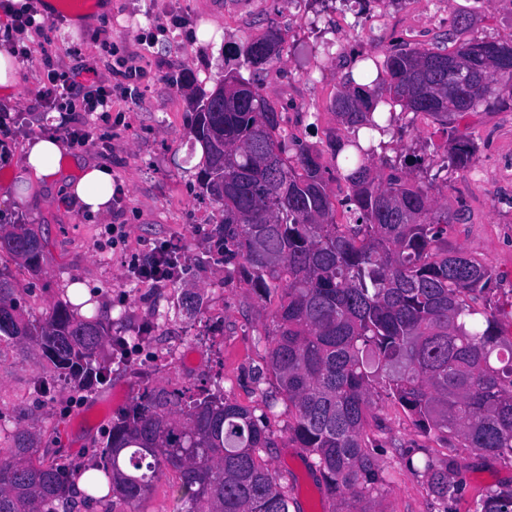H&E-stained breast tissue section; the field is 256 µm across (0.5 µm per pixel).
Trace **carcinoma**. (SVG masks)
Instances as JSON below:
<instances>
[{
  "label": "carcinoma",
  "instance_id": "cac0c4a2",
  "mask_svg": "<svg viewBox=\"0 0 512 512\" xmlns=\"http://www.w3.org/2000/svg\"><path fill=\"white\" fill-rule=\"evenodd\" d=\"M282 39L270 28L236 50L255 71L280 59ZM512 43L465 42L454 51L403 45L371 59L333 100L350 133L330 144L350 193L348 221L336 222L321 156L288 135L281 113L240 74L224 90L198 101L191 120L203 149L200 194L224 207L209 232L224 264L264 297L279 294L266 335L268 369L288 431L314 456L311 467L327 495L351 490L375 512L384 482L364 431L376 388L397 402L427 433L465 448L512 459V343L505 344L494 312L470 302L484 294L491 269L462 251L440 249L448 209L432 184L399 167L381 176L374 164L398 104L448 130L477 107L512 100ZM470 74L466 84L456 69ZM366 129L365 142L358 132ZM473 144L451 141L442 169L468 171ZM46 241L23 224L0 228V253L39 268ZM67 301L39 319L25 318L14 288L0 273V342L31 344L69 379L90 391L108 383L110 366L97 361L108 334L103 314L83 316ZM0 455V512H74L72 474L35 458L34 434L19 428ZM273 441L251 411L202 390L182 396L144 389L112 420L105 449L88 478L87 498H114L142 512L153 483L177 474L181 512H290V498L260 452ZM431 494L455 498L448 473L424 464ZM480 512H512V488L489 494Z\"/></svg>",
  "mask_w": 512,
  "mask_h": 512
}]
</instances>
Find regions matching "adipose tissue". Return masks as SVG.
Returning a JSON list of instances; mask_svg holds the SVG:
<instances>
[{
    "label": "adipose tissue",
    "instance_id": "1",
    "mask_svg": "<svg viewBox=\"0 0 512 512\" xmlns=\"http://www.w3.org/2000/svg\"><path fill=\"white\" fill-rule=\"evenodd\" d=\"M73 160L61 141L33 137L26 145L21 165V181L14 190L16 202L29 198L30 185L49 186ZM77 180L67 191L82 212L90 216L106 213L114 194L112 170L103 164H83Z\"/></svg>",
    "mask_w": 512,
    "mask_h": 512
}]
</instances>
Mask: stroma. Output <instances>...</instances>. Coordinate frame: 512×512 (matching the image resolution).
Segmentation results:
<instances>
[{"instance_id": "35a3bbf8", "label": "stroma", "mask_w": 512, "mask_h": 512, "mask_svg": "<svg viewBox=\"0 0 512 512\" xmlns=\"http://www.w3.org/2000/svg\"><path fill=\"white\" fill-rule=\"evenodd\" d=\"M100 21L71 36L69 17L55 20L50 36L27 38L16 90L20 100L7 105L0 94V155L18 158L35 136L50 137L55 127L79 125L78 112H34L31 100L44 78L43 60L52 58L78 86L99 82L132 88L133 96L113 95L107 122L94 134L100 145L74 149L81 160L111 166L119 196L107 215L90 217L66 202L61 187L34 190L31 202L0 199V225L26 224L47 242L41 269L30 273L8 264L14 296L27 316L38 317L64 300L71 280L92 290L100 310L112 318L111 336H138L142 347L129 361L113 362L110 382L73 395L59 391L63 376L29 345L0 344V426L25 428L35 435L38 455L66 470L95 463L113 418L138 396L129 366L150 369L155 350L187 344L198 364L152 372L150 388L220 390L229 401L261 418L274 443L261 453L269 469L300 512H353L351 493L327 496L308 453L289 438L284 403L266 407L261 393L272 388L264 372L269 341L263 326L275 301L261 300L231 274L205 243L206 232L220 223L219 205L199 195L188 118L196 100L211 93L226 73L241 72L258 85L276 111L288 118L289 135L333 164L329 144L348 131L332 103L345 73L359 55L385 56L394 46L422 43L454 50L468 40L512 41V0H111ZM473 20L452 33L448 21ZM287 35L282 59L259 71L246 69L234 51L261 37L268 28ZM190 83H183V76ZM401 128L387 138L385 158L431 157L446 136L431 117L396 111ZM456 135L475 147L479 176L449 173L432 193L448 207L449 249H461L490 268L493 277L484 298L499 320L504 341H512V103L481 108L453 123ZM337 201V221L347 214L348 193L342 175H329ZM159 244L186 254L174 282L133 283L128 267ZM198 296L200 314L180 304L183 294ZM53 385L52 400L33 393L36 379ZM366 433L384 482L376 495L378 512H476L488 491L512 487V462L473 448L450 447L424 434L399 404L378 393L367 416ZM431 460L461 486L457 499L441 503L430 494L423 470L406 459Z\"/></svg>"}]
</instances>
